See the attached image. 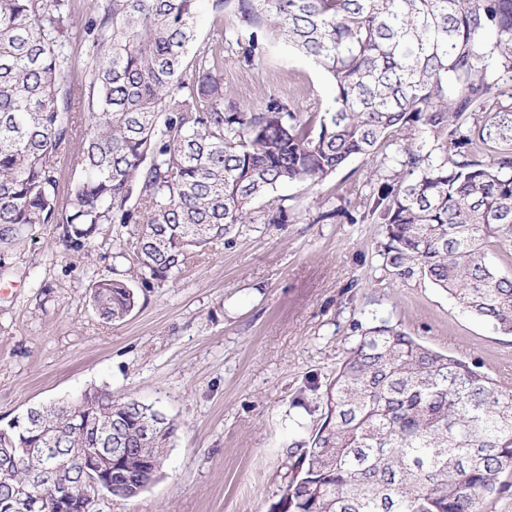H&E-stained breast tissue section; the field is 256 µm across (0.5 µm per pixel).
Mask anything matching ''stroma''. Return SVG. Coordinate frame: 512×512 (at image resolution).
<instances>
[{"label":"stroma","instance_id":"stroma-1","mask_svg":"<svg viewBox=\"0 0 512 512\" xmlns=\"http://www.w3.org/2000/svg\"><path fill=\"white\" fill-rule=\"evenodd\" d=\"M88 7L70 0L76 83L92 63L77 36ZM226 27L204 8L196 46L220 51L227 99L252 105L274 94L302 106L326 95L325 75L284 42L265 41L261 68L239 66ZM383 172L358 157L323 185L279 188L281 223L269 221L275 206L258 202L254 223L195 251L164 281H143L134 226L104 228L84 253L67 249L62 225L24 229L0 245V426L105 387L153 405L176 434L153 483L129 500L100 494L93 512H269L293 448L322 421L338 363L367 328L388 323L512 389V335L461 313L429 282L397 279L380 254L382 225L317 221L342 200L360 204ZM108 276L138 294L121 322L90 303Z\"/></svg>","mask_w":512,"mask_h":512}]
</instances>
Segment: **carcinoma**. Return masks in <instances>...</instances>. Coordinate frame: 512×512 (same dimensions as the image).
I'll return each mask as SVG.
<instances>
[{
  "label": "carcinoma",
  "instance_id": "carcinoma-1",
  "mask_svg": "<svg viewBox=\"0 0 512 512\" xmlns=\"http://www.w3.org/2000/svg\"><path fill=\"white\" fill-rule=\"evenodd\" d=\"M203 0H91L81 30L92 69L68 83V0H0V244L34 224L65 225L79 252L104 225L136 226L143 280H165L192 254L254 222L278 188L323 184L351 158L397 144L389 175L356 216L345 205L319 221L381 224L385 266L429 281L459 311L512 335V277L486 261L512 247V0H211L228 16L243 66L281 40L322 70L326 102L301 109L279 96L224 100L218 56L183 59ZM87 113L71 187L57 205V160L73 114ZM412 140L407 146L400 142ZM137 294L99 279L92 304L124 320ZM58 436L45 460L3 449L43 438L0 430V503L34 488L41 512L81 494L90 457L112 456L106 492L132 499L148 483L140 449L163 465L173 421L149 404L98 388L35 407ZM76 448L87 453L78 455ZM271 512H484L512 486V390L469 363L386 324L368 328L336 367L324 417Z\"/></svg>",
  "mask_w": 512,
  "mask_h": 512
}]
</instances>
